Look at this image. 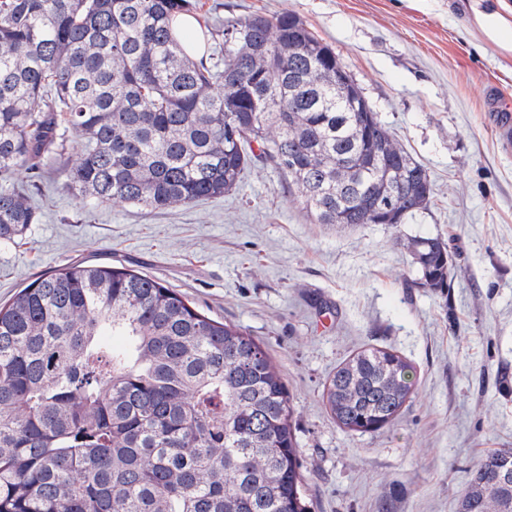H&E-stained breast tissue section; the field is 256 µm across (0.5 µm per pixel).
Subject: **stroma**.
I'll use <instances>...</instances> for the list:
<instances>
[{"label":"stroma","instance_id":"35a3bbf8","mask_svg":"<svg viewBox=\"0 0 512 512\" xmlns=\"http://www.w3.org/2000/svg\"><path fill=\"white\" fill-rule=\"evenodd\" d=\"M216 62V21L299 16L328 44L381 122L433 183L403 224L312 223L299 190L268 162L192 206L95 204L45 166L40 212L0 244V303L62 265L126 266L253 336L296 409L310 512H458L476 464L512 448V71L448 0H194ZM449 245L448 286L414 288L403 240ZM383 347L414 368L415 395L381 430H343L322 402L337 365Z\"/></svg>","mask_w":512,"mask_h":512}]
</instances>
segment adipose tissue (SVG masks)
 <instances>
[{
	"instance_id": "adipose-tissue-1",
	"label": "adipose tissue",
	"mask_w": 512,
	"mask_h": 512,
	"mask_svg": "<svg viewBox=\"0 0 512 512\" xmlns=\"http://www.w3.org/2000/svg\"><path fill=\"white\" fill-rule=\"evenodd\" d=\"M458 9L496 55L512 59V0H458Z\"/></svg>"
}]
</instances>
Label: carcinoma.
I'll list each match as a JSON object with an SVG mask.
<instances>
[{
  "instance_id": "obj_1",
  "label": "carcinoma",
  "mask_w": 512,
  "mask_h": 512,
  "mask_svg": "<svg viewBox=\"0 0 512 512\" xmlns=\"http://www.w3.org/2000/svg\"><path fill=\"white\" fill-rule=\"evenodd\" d=\"M190 0H0V243L39 212V166L83 136L62 188L97 203L192 205L269 161L317 224L427 209V170L380 120L336 107V53L292 14L214 30L224 61L188 56L173 18ZM258 152H253L252 145ZM28 184L15 185L20 168ZM403 170L393 190L369 175ZM417 288L448 287V246L403 242ZM107 336H122L115 347ZM415 394L398 353L359 351L322 398L374 433ZM283 377L240 327L124 266L72 262L0 303V512H310ZM458 512H512V448L477 465Z\"/></svg>"
}]
</instances>
